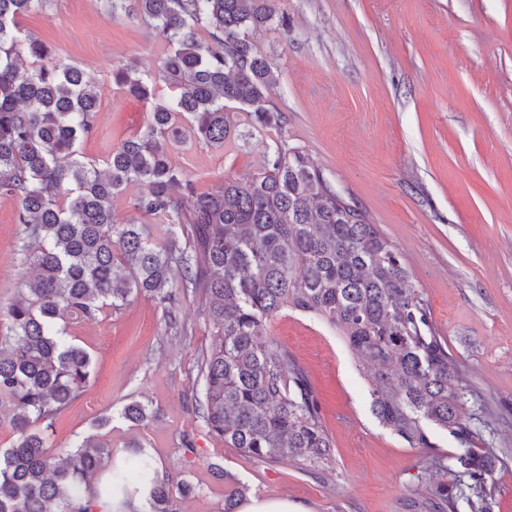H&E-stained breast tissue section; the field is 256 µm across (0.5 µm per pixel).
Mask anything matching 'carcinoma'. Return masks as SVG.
I'll return each mask as SVG.
<instances>
[{
	"instance_id": "cac0c4a2",
	"label": "carcinoma",
	"mask_w": 512,
	"mask_h": 512,
	"mask_svg": "<svg viewBox=\"0 0 512 512\" xmlns=\"http://www.w3.org/2000/svg\"><path fill=\"white\" fill-rule=\"evenodd\" d=\"M54 0H0V197L17 202L22 251L38 270L19 298L0 308V411L15 440L0 448V512H177L197 486L162 475L142 451L112 464V450L88 437L61 456L49 445L55 421L83 394L90 352L69 325L119 310L143 294L161 308L164 329L183 332L190 297L212 325L196 355L194 414L216 440L263 462L324 468L334 444L305 368L265 334L285 307L335 327L358 366L370 370V407L411 448H432L430 427L460 445L453 472L467 479L473 512H486L490 455L475 447L459 403L466 378L410 282L401 254L354 204L326 182L305 153L284 140L265 146L264 171L200 192L170 161L164 143L192 137L222 145L231 112L260 126L281 122L270 108L275 79L245 34L278 19L280 0H100L151 23L165 43L155 85L128 65L112 82L151 106L145 129L112 152L101 170L81 152L96 128L95 87L19 18ZM136 184L134 208L159 221L121 224L112 199ZM121 416L153 417L133 401ZM245 495L225 486L224 512ZM140 504H135L136 498ZM403 512H454L448 496L408 497Z\"/></svg>"
}]
</instances>
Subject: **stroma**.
Instances as JSON below:
<instances>
[{"label":"stroma","mask_w":512,"mask_h":512,"mask_svg":"<svg viewBox=\"0 0 512 512\" xmlns=\"http://www.w3.org/2000/svg\"><path fill=\"white\" fill-rule=\"evenodd\" d=\"M287 26L250 33L271 65V101L281 125L251 124L238 113L223 145L170 144V161L202 192L264 168L276 140L308 154L327 182L366 213L401 253L411 283L431 308L436 330L465 370L464 420L482 447L504 457L491 481V512H512V0H283ZM21 28L81 68L101 108L81 150L103 162L146 126L149 107L119 90L112 67L133 63L154 80L164 45L140 19H108L98 0H55L23 15ZM14 200L0 197V306L17 298L35 271L21 252ZM186 331L164 334L161 310L144 296L119 311L71 325L91 352L96 375L55 425L52 447L88 436L127 453L131 443L160 470L197 485L178 512H224V485L250 497L285 498L305 512H402L405 498L447 494L456 512H472L457 478L429 468L451 461L458 444L435 434L433 452L406 443L370 408L365 369L337 330L318 316L282 309L268 336L303 365L336 448L326 471L265 463L213 439L192 404L199 388L195 355L211 326L184 300ZM157 410L135 425L120 412L131 401ZM112 416L104 429L93 422ZM194 436L193 449L181 444Z\"/></svg>","instance_id":"1"}]
</instances>
